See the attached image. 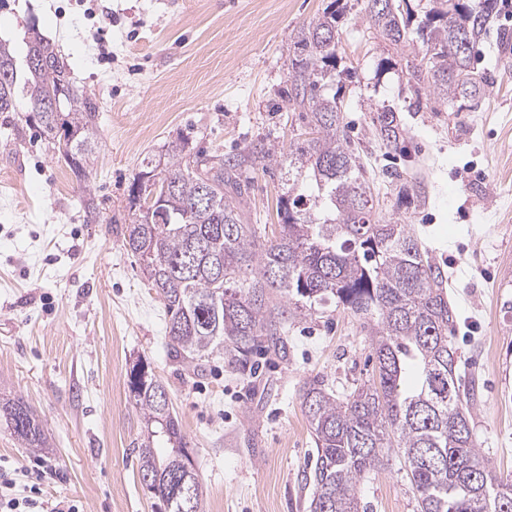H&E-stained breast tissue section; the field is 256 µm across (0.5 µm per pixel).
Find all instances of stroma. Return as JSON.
Returning a JSON list of instances; mask_svg holds the SVG:
<instances>
[{"label": "stroma", "mask_w": 512, "mask_h": 512, "mask_svg": "<svg viewBox=\"0 0 512 512\" xmlns=\"http://www.w3.org/2000/svg\"><path fill=\"white\" fill-rule=\"evenodd\" d=\"M329 2L0 0V40L20 57L26 31L53 46L75 88L96 99L101 142L86 200L38 123L0 113V398L29 406L48 441L27 448L0 422V477L13 497L155 512L132 453L141 422L127 374L140 359L168 390L207 512H309L316 448L301 388L319 377L343 394L374 379L358 316L329 304L290 323L286 355L261 356L251 374L220 356L184 368L124 235L133 178L166 164L171 141L227 158L257 143L288 154L300 126L286 98L293 37ZM342 3L343 122L374 180L377 215L393 212V172L425 187L402 216L446 276L478 445L512 476V39H500L512 14L499 12L477 47L475 70L492 75L477 110L410 112V46L370 28L364 0ZM372 102L398 109L402 149L380 148ZM241 179L248 223L276 229L285 164L242 167ZM358 495L366 512L416 510L396 458L362 478Z\"/></svg>", "instance_id": "1"}]
</instances>
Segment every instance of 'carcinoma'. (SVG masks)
<instances>
[{
  "mask_svg": "<svg viewBox=\"0 0 512 512\" xmlns=\"http://www.w3.org/2000/svg\"><path fill=\"white\" fill-rule=\"evenodd\" d=\"M366 19L384 39L409 40L410 0H365ZM345 7L332 0L295 35L288 110L305 113L306 138L288 153L282 224L269 236L245 223L239 169L277 159L264 144L224 160L192 154L187 140L167 145L170 187L160 219L135 220L126 245L164 307L169 352L185 366L222 355L243 373L261 346L285 349L282 326L333 300L367 319L376 379L336 397L314 377L301 403L317 448L305 480L310 512H361L357 483L402 459L416 512H512V480L481 454L471 423L470 389L448 336L456 314L444 274L401 218L374 219V197L359 153L344 136L341 104L328 93L340 76L338 31ZM497 0H431L416 30L420 46L405 60L408 109L434 104L475 110L489 79L472 53L487 37ZM52 46L32 32L23 59L0 42V112L37 118L79 183L98 145L96 101L72 87ZM379 142L398 146L397 110L372 106ZM393 207L420 201L421 183L395 175ZM129 391L143 424L134 450L140 479L150 478L163 512H205L206 492L189 458L190 441L171 414L165 385L130 371ZM0 418L28 448L46 437L20 400L0 401Z\"/></svg>",
  "mask_w": 512,
  "mask_h": 512,
  "instance_id": "carcinoma-1",
  "label": "carcinoma"
}]
</instances>
